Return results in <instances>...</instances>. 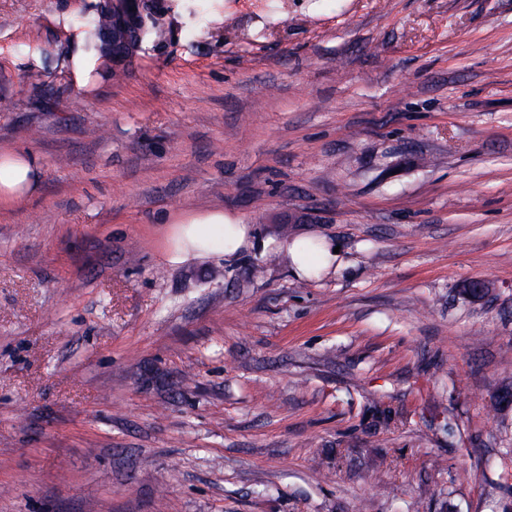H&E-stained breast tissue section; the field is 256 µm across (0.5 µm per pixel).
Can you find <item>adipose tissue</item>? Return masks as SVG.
Wrapping results in <instances>:
<instances>
[{"instance_id":"ef3b65f1","label":"adipose tissue","mask_w":512,"mask_h":512,"mask_svg":"<svg viewBox=\"0 0 512 512\" xmlns=\"http://www.w3.org/2000/svg\"><path fill=\"white\" fill-rule=\"evenodd\" d=\"M67 62L76 82L86 88L93 85L96 72L110 67L111 55L106 45L98 43L71 53ZM42 180V164L33 153L20 148L0 150V207L36 194ZM255 245L250 225L231 223L223 210L216 209L172 225L165 250L169 263L182 264L214 254L229 257Z\"/></svg>"}]
</instances>
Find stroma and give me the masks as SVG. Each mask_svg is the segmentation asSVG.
Returning a JSON list of instances; mask_svg holds the SVG:
<instances>
[{
  "mask_svg": "<svg viewBox=\"0 0 512 512\" xmlns=\"http://www.w3.org/2000/svg\"><path fill=\"white\" fill-rule=\"evenodd\" d=\"M87 2L0 0V512H512V0H163L91 96ZM41 161L30 151L0 150V207L36 194L42 185ZM171 225L164 247L166 259L171 264L214 254H224L225 258L241 249L260 245L253 238L250 224H232L224 219L220 209L190 216ZM308 241H316L311 237H300L294 239L290 244L286 243L283 247L284 253L288 257L290 264L294 267V273L297 272H310L315 269L311 267H319L325 270H330L334 263L338 253H334V247L330 244L319 243L318 251L309 253L304 249V244Z\"/></svg>",
  "mask_w": 512,
  "mask_h": 512,
  "instance_id": "obj_1",
  "label": "stroma"
}]
</instances>
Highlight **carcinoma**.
I'll return each mask as SVG.
<instances>
[{
    "instance_id": "1",
    "label": "carcinoma",
    "mask_w": 512,
    "mask_h": 512,
    "mask_svg": "<svg viewBox=\"0 0 512 512\" xmlns=\"http://www.w3.org/2000/svg\"><path fill=\"white\" fill-rule=\"evenodd\" d=\"M135 8L140 16L136 31L132 32L118 24V16ZM87 40L92 42L103 37L112 40V48L131 56L138 45L146 40L162 43L168 37V28L162 21L161 13L156 4L146 2L134 6L130 0H121L117 4L94 5V12L85 22Z\"/></svg>"
}]
</instances>
